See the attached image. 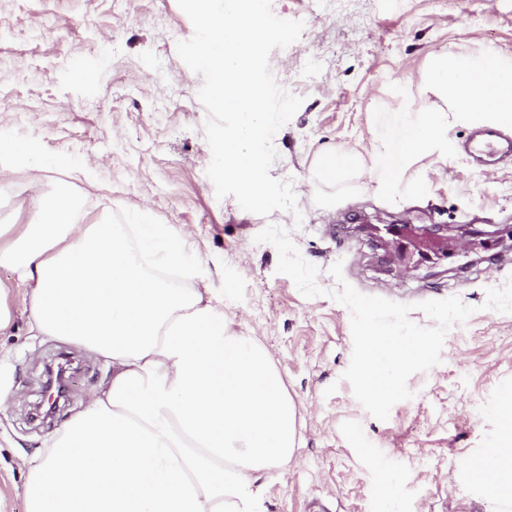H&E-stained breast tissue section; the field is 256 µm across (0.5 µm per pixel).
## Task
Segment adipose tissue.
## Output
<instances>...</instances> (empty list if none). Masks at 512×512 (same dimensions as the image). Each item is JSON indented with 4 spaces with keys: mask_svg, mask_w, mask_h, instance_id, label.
Here are the masks:
<instances>
[{
    "mask_svg": "<svg viewBox=\"0 0 512 512\" xmlns=\"http://www.w3.org/2000/svg\"><path fill=\"white\" fill-rule=\"evenodd\" d=\"M36 140L0 135V192L15 169L42 194L24 224H0V335L17 314L41 335L103 357L109 379L36 455L21 457L27 512H266L269 472L297 447L294 406L256 337L228 327L213 259L149 210L94 219L89 196L50 187L67 169ZM24 288L13 307L11 288ZM499 444L468 457L491 504H512V391Z\"/></svg>",
    "mask_w": 512,
    "mask_h": 512,
    "instance_id": "obj_1",
    "label": "adipose tissue"
}]
</instances>
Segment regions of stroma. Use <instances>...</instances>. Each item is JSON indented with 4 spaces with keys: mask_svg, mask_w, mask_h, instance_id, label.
Masks as SVG:
<instances>
[{
    "mask_svg": "<svg viewBox=\"0 0 512 512\" xmlns=\"http://www.w3.org/2000/svg\"><path fill=\"white\" fill-rule=\"evenodd\" d=\"M272 8L305 24L298 41L270 55L277 82L303 99L274 137L279 158L270 170L292 181L298 213L266 218L217 198L203 80L177 53L193 26L177 0H0V40L9 46L0 54V130L37 140L48 156L88 158L97 183L112 190L113 223H130L136 204L221 257L208 276L214 287L231 285L224 317L266 347L302 423L300 448L267 483L268 512H312L317 503L323 512H381L379 489L392 476L396 512H486L485 489L467 479L463 459L497 445L500 394L512 388V314L484 307L487 289L512 276V156L480 165L467 142L482 123L450 120L456 157H418L403 178L423 177L427 195L387 203L373 171V110L437 105L424 80L440 53L493 51L512 61V0H273ZM79 60L92 80L78 77ZM393 83L406 95L391 92ZM331 153L357 164L325 182L318 166ZM39 204L16 171L0 218L26 223ZM363 215L375 224H444L455 237L471 224L486 245L469 264L453 246L430 258L409 247L406 272L387 273L382 249L352 226ZM271 222L318 267L324 295L305 298L278 273L276 248L255 240ZM337 262L363 294L413 304L457 296L475 308L448 332L441 363L409 378L412 398L384 421L341 379L353 341L349 310L330 296ZM65 359L75 367L66 400L53 418L32 419L45 364ZM109 376L101 357L31 331L24 315L0 336V383L15 396L0 411V512H26L17 455L42 449Z\"/></svg>",
    "mask_w": 512,
    "mask_h": 512,
    "instance_id": "35a3bbf8",
    "label": "stroma"
}]
</instances>
